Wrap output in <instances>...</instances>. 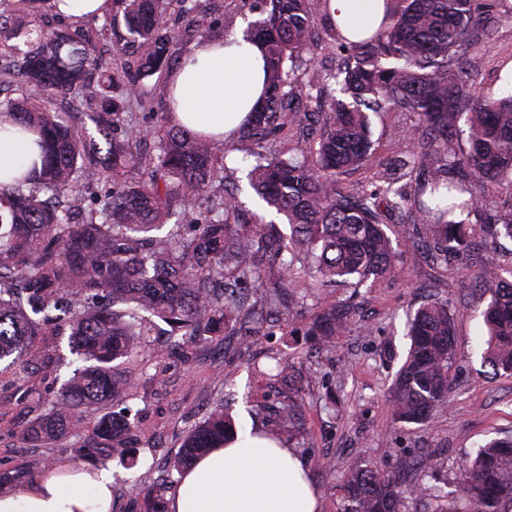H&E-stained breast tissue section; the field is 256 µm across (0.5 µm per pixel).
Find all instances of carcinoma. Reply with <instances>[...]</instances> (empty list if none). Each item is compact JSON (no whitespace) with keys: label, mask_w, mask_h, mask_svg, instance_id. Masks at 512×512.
<instances>
[{"label":"carcinoma","mask_w":512,"mask_h":512,"mask_svg":"<svg viewBox=\"0 0 512 512\" xmlns=\"http://www.w3.org/2000/svg\"><path fill=\"white\" fill-rule=\"evenodd\" d=\"M330 0H254L265 17L245 35L263 48L267 90L232 150L251 162L250 185L266 210L241 219L238 193L224 189L221 204L195 223L163 227L180 209L196 206L221 178L214 140L185 129L165 133L158 156L148 161L144 181L117 180L137 160L139 135L119 118L112 89L140 97L134 80L126 83L100 70L97 57L68 31L47 32L21 11L3 22L27 31L38 49L26 55L23 75L29 94L0 106V116L37 133L41 163L11 185H0V373L17 378L35 369L52 375L61 355L39 347L40 336L69 335L71 353L83 366L62 384L56 400L20 426L22 437L42 442L76 432V409L85 404L124 403L131 377L112 363L149 349L154 376L165 371V349L153 345L161 331L195 343L221 335L257 314L240 288L263 270L280 268L268 292L281 314L291 311L297 288L319 295L323 286H361L395 274L398 252L387 220L419 224V247L435 266L455 260L473 264L480 244L468 217L489 206L488 235L512 239V209L500 211L490 187H512V93L493 97L469 84L471 50L488 42L512 14L497 17L492 0H395L375 32L353 41L325 12V34L337 43L336 70L312 73L307 87L296 72L310 68L314 47L313 6ZM112 24L123 23L128 42L144 48L146 76L169 71L176 35L159 0H113ZM99 75L100 109L89 115L104 138L106 156L87 143L82 115L62 114L38 102L43 92L65 94ZM324 93L316 113L322 134L315 147L266 155L259 143L303 121V96ZM412 115L420 130L415 152L373 167L369 113ZM467 133L469 149L457 136ZM375 168L362 184L346 175ZM106 186L97 206L76 211L75 200ZM273 213L289 234L271 238ZM512 266L481 265L475 286L489 297L482 312V362L512 371ZM347 305H332L315 320L312 332L330 339L347 329ZM410 346L388 395L392 417L423 423L448 403L451 371L457 360L454 317L446 301L419 307L409 323ZM280 427L293 432L295 404L277 410ZM134 434L128 414L109 412L96 421L88 445L124 457ZM224 407L218 406L183 441L175 467L184 468L213 448L235 440ZM428 492L405 485L366 463L344 479L341 512H409V501ZM432 512H512V439H491L469 462L459 496L433 491Z\"/></svg>","instance_id":"carcinoma-1"}]
</instances>
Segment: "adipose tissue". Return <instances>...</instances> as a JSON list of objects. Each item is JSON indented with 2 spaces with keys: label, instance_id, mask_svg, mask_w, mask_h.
<instances>
[{
  "label": "adipose tissue",
  "instance_id": "adipose-tissue-1",
  "mask_svg": "<svg viewBox=\"0 0 512 512\" xmlns=\"http://www.w3.org/2000/svg\"><path fill=\"white\" fill-rule=\"evenodd\" d=\"M343 35L380 23L385 0H331ZM260 48L240 35L195 42L168 75L170 121L230 141L264 90ZM33 136L0 131V183L37 158ZM112 475L73 463L52 466L32 485L0 496V512H112ZM319 498L301 460L264 436L219 448L187 470L171 512H318Z\"/></svg>",
  "mask_w": 512,
  "mask_h": 512
}]
</instances>
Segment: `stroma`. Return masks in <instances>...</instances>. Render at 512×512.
<instances>
[{
    "mask_svg": "<svg viewBox=\"0 0 512 512\" xmlns=\"http://www.w3.org/2000/svg\"><path fill=\"white\" fill-rule=\"evenodd\" d=\"M166 20L178 38L174 55L193 43V29L226 37L246 31L259 17L253 0H168ZM31 18L45 28H66L86 35L114 72L135 71L140 48L126 44L124 27L104 19L80 22L58 16L51 0H41ZM30 47L11 26L0 27V64L11 63ZM470 82L477 90L512 89L505 80L512 71V24L499 28L494 40L475 52ZM146 94L135 101L118 98L120 117L142 137L141 150L157 155L171 123L167 97L158 76L143 78ZM25 88L23 76L12 68L0 73V100L14 98ZM377 161L409 151L419 135L412 116L381 112L371 117ZM392 239L400 259L396 276L376 287L351 288L342 284L324 289V301L305 299L289 315L265 321L260 328L243 327L230 336H212L190 346L189 359L170 355L163 376H155L149 356L125 362L133 379L128 400L131 421L138 427V442L130 453L136 466L88 447L84 434L107 413L104 405L81 408L84 434L31 445L18 434V425L31 419V403L53 398L51 379L33 375L19 383L12 374H0V495L28 486L18 469L34 475L50 464L69 461L112 473V512H168L181 475L172 470L186 433L198 425L217 402L230 408L244 430L277 433L275 409L298 397L301 426L288 443L301 459L315 486L321 512H340L342 479L349 469L369 461L388 474L406 475L405 460L431 456L435 463L426 485L447 483L456 495L467 459L493 437H512V372H493L482 365L480 313L487 304L474 286L472 274L457 263L441 269L429 265L415 242L416 226L396 224ZM431 299L448 301L455 315L459 349L453 367V393L443 410L426 423H398L385 396L409 347L407 322L416 309ZM350 301L358 313L349 329L336 336L335 356L319 355L320 337L310 328L325 302Z\"/></svg>",
    "mask_w": 512,
    "mask_h": 512,
    "instance_id": "obj_1",
    "label": "stroma"
}]
</instances>
